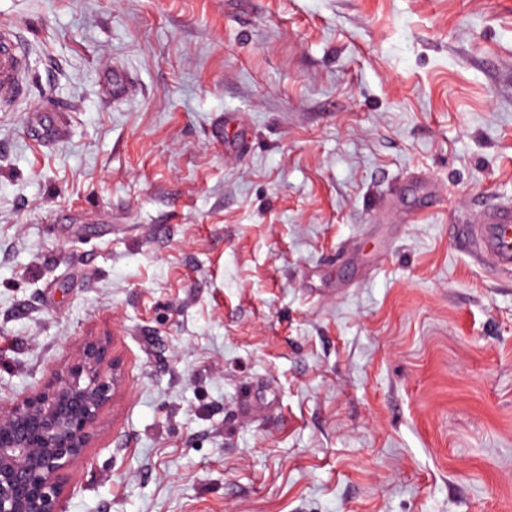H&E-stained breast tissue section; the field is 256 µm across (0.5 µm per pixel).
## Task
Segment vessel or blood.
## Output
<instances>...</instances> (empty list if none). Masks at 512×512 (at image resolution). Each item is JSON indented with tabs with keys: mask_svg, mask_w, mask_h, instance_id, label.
I'll list each match as a JSON object with an SVG mask.
<instances>
[{
	"mask_svg": "<svg viewBox=\"0 0 512 512\" xmlns=\"http://www.w3.org/2000/svg\"><path fill=\"white\" fill-rule=\"evenodd\" d=\"M23 93V49L11 31L1 29L0 97L13 99ZM453 238L483 265L512 274V205L493 206L476 223L455 225Z\"/></svg>",
	"mask_w": 512,
	"mask_h": 512,
	"instance_id": "obj_1",
	"label": "vessel or blood"
}]
</instances>
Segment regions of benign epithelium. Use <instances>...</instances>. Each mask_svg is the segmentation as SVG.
Segmentation results:
<instances>
[{"label":"benign epithelium","instance_id":"1","mask_svg":"<svg viewBox=\"0 0 512 512\" xmlns=\"http://www.w3.org/2000/svg\"><path fill=\"white\" fill-rule=\"evenodd\" d=\"M124 390L109 339L95 335L41 386L1 403L0 512H67L72 467Z\"/></svg>","mask_w":512,"mask_h":512}]
</instances>
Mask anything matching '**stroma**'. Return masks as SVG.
<instances>
[{
	"label": "stroma",
	"instance_id": "35a3bbf8",
	"mask_svg": "<svg viewBox=\"0 0 512 512\" xmlns=\"http://www.w3.org/2000/svg\"><path fill=\"white\" fill-rule=\"evenodd\" d=\"M0 401L108 334L67 512H512V0H0ZM55 122L58 135L36 142ZM24 93L23 49L9 30H0V97L18 98ZM454 241L483 265L512 274V205L486 209L475 224H455Z\"/></svg>",
	"mask_w": 512,
	"mask_h": 512
}]
</instances>
